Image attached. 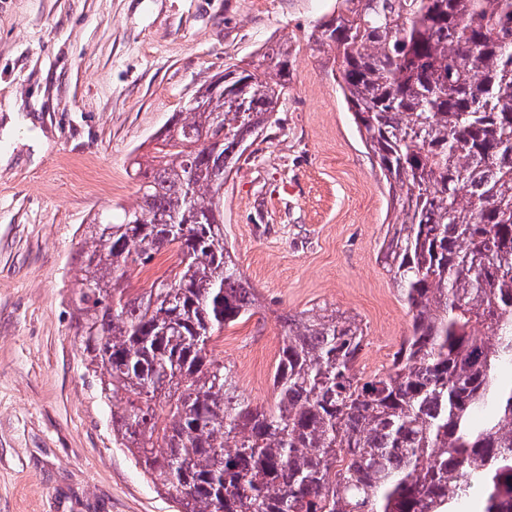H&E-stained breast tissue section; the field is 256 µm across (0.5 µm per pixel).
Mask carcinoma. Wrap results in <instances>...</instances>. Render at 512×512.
Instances as JSON below:
<instances>
[{"label": "carcinoma", "mask_w": 512, "mask_h": 512, "mask_svg": "<svg viewBox=\"0 0 512 512\" xmlns=\"http://www.w3.org/2000/svg\"><path fill=\"white\" fill-rule=\"evenodd\" d=\"M311 37L392 193L379 257L411 315L364 376L356 317L280 315L274 400L213 354L262 307L224 245V180L272 124L288 46L224 69L97 213L74 295L112 436L179 512H512V0H338ZM276 71V78L267 70ZM223 135L206 150L203 136ZM161 253L174 265L126 288Z\"/></svg>", "instance_id": "obj_1"}]
</instances>
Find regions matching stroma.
I'll return each instance as SVG.
<instances>
[{"mask_svg": "<svg viewBox=\"0 0 512 512\" xmlns=\"http://www.w3.org/2000/svg\"><path fill=\"white\" fill-rule=\"evenodd\" d=\"M336 0H0V512H178L115 442L73 291L93 215L135 204L133 158L229 62L288 44V93L224 186V237L261 294L215 352L272 398L281 313L325 304L385 368L410 320L379 258L384 183L311 30Z\"/></svg>", "mask_w": 512, "mask_h": 512, "instance_id": "35a3bbf8", "label": "stroma"}]
</instances>
